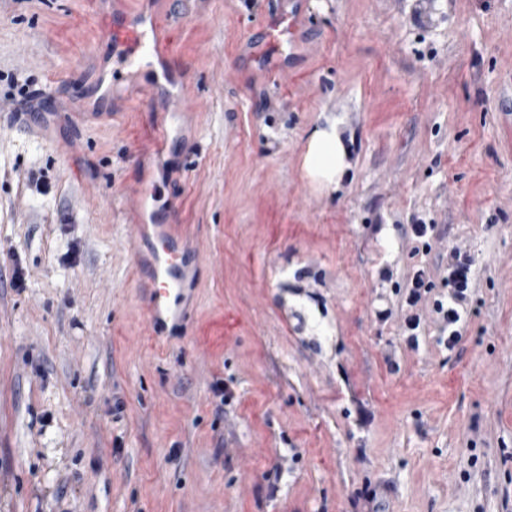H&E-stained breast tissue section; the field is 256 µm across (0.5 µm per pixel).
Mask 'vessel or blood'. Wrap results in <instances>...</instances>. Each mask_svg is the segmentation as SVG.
Wrapping results in <instances>:
<instances>
[{
	"label": "vessel or blood",
	"instance_id": "b4317fda",
	"mask_svg": "<svg viewBox=\"0 0 512 512\" xmlns=\"http://www.w3.org/2000/svg\"><path fill=\"white\" fill-rule=\"evenodd\" d=\"M306 0H289L288 5H276L259 19L264 32L262 41L254 43L242 63L243 72L270 74L282 70L285 59L299 58L306 46L300 39L304 24ZM99 39L112 49L116 64L123 68L141 67L156 63L153 87L156 97L164 102L179 101L182 91L167 87L184 66L172 53L154 12L134 9L127 0H112L110 11L99 20ZM124 111H101L99 104H85L74 113L70 144H77L86 128L101 124L122 122ZM165 125L152 123L141 133L142 150L136 161L143 171H150L157 160L149 147L155 141L168 138ZM148 189L135 190V243L146 248L148 255L140 259L139 267L148 277V325L152 333H159L168 325L183 321L185 311L182 295L193 270L204 263L198 250L176 225L164 223L157 211L147 209Z\"/></svg>",
	"mask_w": 512,
	"mask_h": 512
}]
</instances>
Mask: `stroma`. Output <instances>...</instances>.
Returning <instances> with one entry per match:
<instances>
[{
    "label": "stroma",
    "mask_w": 512,
    "mask_h": 512,
    "mask_svg": "<svg viewBox=\"0 0 512 512\" xmlns=\"http://www.w3.org/2000/svg\"><path fill=\"white\" fill-rule=\"evenodd\" d=\"M267 2L129 0L190 64L181 116L146 71L126 110L185 126L155 194L207 262L157 339L138 140L72 151L60 116L113 69L100 0H0V512H512V0H307L306 56L266 77L240 66ZM36 95L49 125L12 118ZM333 119L326 189L304 156ZM452 246L473 292L449 349ZM304 163L309 175L324 187L338 183L345 168V150L335 124L313 134ZM407 288L405 304L412 309L422 301L423 294L428 293L432 288V281L428 270L425 268L415 270Z\"/></svg>",
    "instance_id": "stroma-1"
}]
</instances>
